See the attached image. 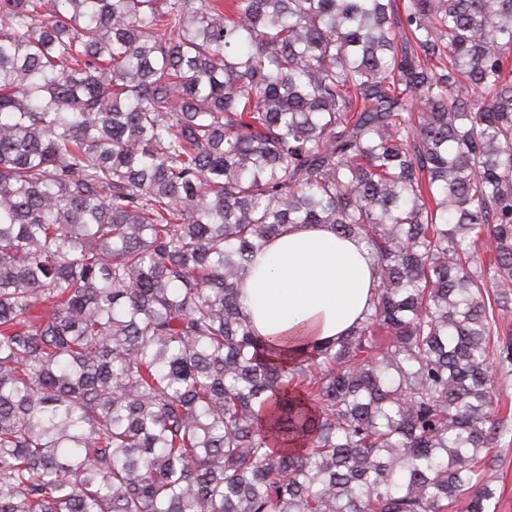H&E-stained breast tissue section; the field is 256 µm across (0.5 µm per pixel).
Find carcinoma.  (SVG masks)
I'll return each mask as SVG.
<instances>
[{"label": "carcinoma", "mask_w": 512, "mask_h": 512, "mask_svg": "<svg viewBox=\"0 0 512 512\" xmlns=\"http://www.w3.org/2000/svg\"><path fill=\"white\" fill-rule=\"evenodd\" d=\"M292 224L349 334L242 311ZM512 0H0V512H489ZM375 280L363 243L337 236L328 225L294 224L248 267L243 310L255 332L277 339L288 356L350 333L371 302Z\"/></svg>", "instance_id": "cac0c4a2"}]
</instances>
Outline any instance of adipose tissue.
Wrapping results in <instances>:
<instances>
[{"instance_id":"adipose-tissue-1","label":"adipose tissue","mask_w":512,"mask_h":512,"mask_svg":"<svg viewBox=\"0 0 512 512\" xmlns=\"http://www.w3.org/2000/svg\"><path fill=\"white\" fill-rule=\"evenodd\" d=\"M376 269L364 244L327 225L295 224L257 254L243 279V310L256 333L284 353L350 333L373 294Z\"/></svg>"}]
</instances>
